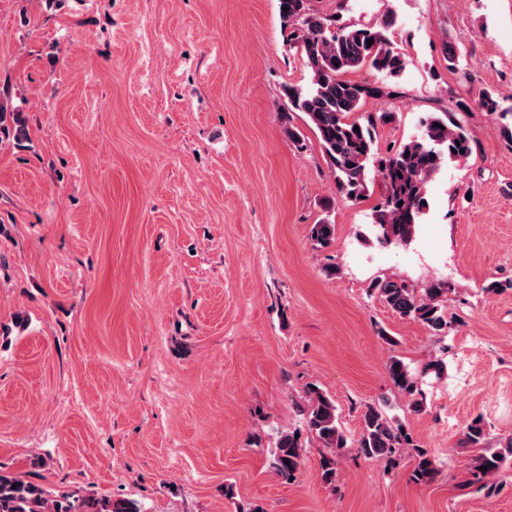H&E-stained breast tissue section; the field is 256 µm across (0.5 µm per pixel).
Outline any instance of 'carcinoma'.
I'll list each match as a JSON object with an SVG mask.
<instances>
[{"mask_svg":"<svg viewBox=\"0 0 512 512\" xmlns=\"http://www.w3.org/2000/svg\"><path fill=\"white\" fill-rule=\"evenodd\" d=\"M280 8L281 26L288 32V49L300 53L309 71L307 84L284 89L280 112L281 119L287 123L288 138L300 142L299 132L288 122L291 114L302 113L319 141L337 192L351 202L366 196L370 172L378 173L383 194L375 207L373 223L379 226L384 241L408 243L427 205L429 180L445 162L471 154L472 141L467 131L449 118L448 113L441 112L429 117L421 136L393 152H379L375 145L377 124L394 122L395 113L381 110L363 119L354 117V113L361 111L370 99H392L399 91L385 81L358 82L346 75L367 67L394 77L404 69L405 60L391 36L392 20L374 25L349 24L335 13L317 11L312 0H280ZM369 39L373 40L370 45ZM8 121L16 141L29 138L23 112L0 102V127ZM334 237L335 224L327 216L310 231L311 241L320 247L330 244ZM372 288L399 317L418 321L436 332L448 328L444 306V296L448 295L446 283L431 281L417 289L404 281L386 278L376 281ZM386 370L393 385L412 397L415 411L423 410V400L418 398L421 390L409 367L392 358ZM303 412L309 434L325 449L319 462L320 477L331 484L336 480V450L347 445V438L337 423L336 407L318 387L310 386ZM465 439L480 449L471 463L472 483L512 465V439L499 448L487 447V433L481 420L476 419L466 427ZM410 445L408 434L382 411L372 406L365 410L356 444L365 457L390 460ZM416 455L413 477L427 482L437 472L435 460L420 449ZM302 459L298 433L279 432L271 459L277 474L286 481L294 480ZM0 512H141V509L130 499L67 496L50 502L40 485L0 473Z\"/></svg>","mask_w":512,"mask_h":512,"instance_id":"cac0c4a2","label":"carcinoma"}]
</instances>
